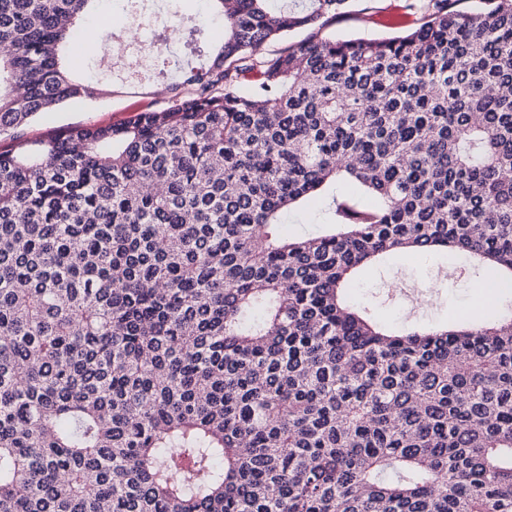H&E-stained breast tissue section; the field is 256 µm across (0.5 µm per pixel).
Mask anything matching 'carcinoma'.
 Returning <instances> with one entry per match:
<instances>
[{"mask_svg":"<svg viewBox=\"0 0 512 512\" xmlns=\"http://www.w3.org/2000/svg\"><path fill=\"white\" fill-rule=\"evenodd\" d=\"M93 2L0 0V512H512V312L344 297L438 246L512 286V0L372 39L234 0L175 104L26 139L106 93L63 63ZM304 202L328 229L283 234Z\"/></svg>","mask_w":512,"mask_h":512,"instance_id":"carcinoma-1","label":"carcinoma"}]
</instances>
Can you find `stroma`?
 Masks as SVG:
<instances>
[{"mask_svg":"<svg viewBox=\"0 0 512 512\" xmlns=\"http://www.w3.org/2000/svg\"><path fill=\"white\" fill-rule=\"evenodd\" d=\"M106 20L95 13L83 16L79 25L83 33L102 36L103 41L84 49L82 67L91 77H98L99 65L112 64V92L96 99L79 98L53 111L36 116L23 128L27 138L47 137L71 126L112 125L128 120L148 109L171 105L173 98L162 91L164 80L176 77L183 61L179 41H168L161 50L142 52L141 68L132 74L122 62L111 60L117 40L133 39L144 30L161 31L172 17L193 18L209 12V0H150V21L130 16L124 0H111ZM408 0H354V18L330 23L325 32L338 38H377L390 35L382 23H369L360 12L369 8L382 18L399 15L409 17ZM455 255L435 252L418 258L393 254L362 273L349 290V299L357 304L373 306L379 319L392 326H434L448 322L459 310L477 303L480 282L467 273L456 272ZM426 298L417 306L413 296Z\"/></svg>","mask_w":512,"mask_h":512,"instance_id":"stroma-1","label":"stroma"}]
</instances>
